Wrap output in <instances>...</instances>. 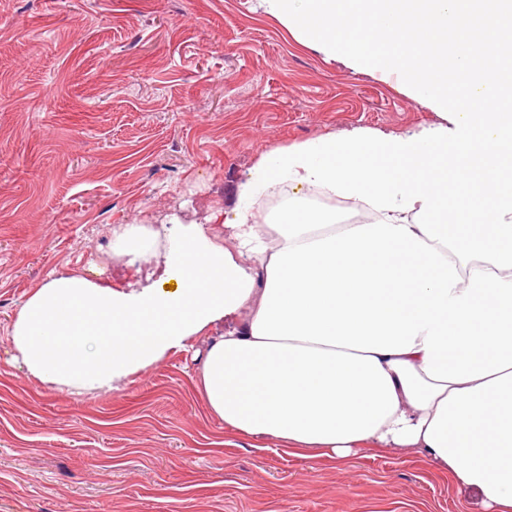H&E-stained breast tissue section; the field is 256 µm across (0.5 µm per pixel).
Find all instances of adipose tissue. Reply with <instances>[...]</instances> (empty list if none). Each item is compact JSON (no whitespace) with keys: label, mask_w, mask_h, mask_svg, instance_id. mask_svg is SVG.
Masks as SVG:
<instances>
[{"label":"adipose tissue","mask_w":512,"mask_h":512,"mask_svg":"<svg viewBox=\"0 0 512 512\" xmlns=\"http://www.w3.org/2000/svg\"><path fill=\"white\" fill-rule=\"evenodd\" d=\"M258 2L315 50L397 75L441 123L268 149L237 185L225 240L198 224L114 225L132 266L165 241L158 280L50 275L11 323L15 360L72 395L112 392L208 334L198 383L226 429L337 459L415 450L485 512H512V126L471 32L498 54L512 0L476 22L470 0ZM316 189L364 203L369 221L333 232L335 210L303 196Z\"/></svg>","instance_id":"obj_1"}]
</instances>
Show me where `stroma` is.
Wrapping results in <instances>:
<instances>
[{"label":"stroma","mask_w":512,"mask_h":512,"mask_svg":"<svg viewBox=\"0 0 512 512\" xmlns=\"http://www.w3.org/2000/svg\"><path fill=\"white\" fill-rule=\"evenodd\" d=\"M438 120L258 0H0V512H483L418 455L226 430L197 382L209 337L82 396L27 376L9 338L51 274L125 280L112 225L220 235L210 213L269 148Z\"/></svg>","instance_id":"35a3bbf8"}]
</instances>
